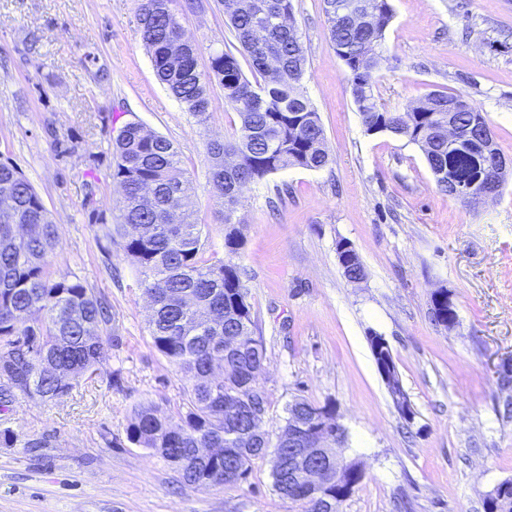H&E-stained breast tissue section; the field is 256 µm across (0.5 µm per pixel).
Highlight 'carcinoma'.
Here are the masks:
<instances>
[{"label": "carcinoma", "mask_w": 512, "mask_h": 512, "mask_svg": "<svg viewBox=\"0 0 512 512\" xmlns=\"http://www.w3.org/2000/svg\"><path fill=\"white\" fill-rule=\"evenodd\" d=\"M241 0H224L225 24L240 46L251 82L238 56L218 49L207 69L198 65L195 44L182 32L181 0H137L139 35L151 55L154 73L187 110L204 123L209 116V85L224 88V102L237 113L232 139L208 145L209 180L219 192L220 223L227 226V259L203 258L202 225L183 210L192 180L180 167L179 153L166 137L148 132L137 121L127 123L113 149L118 158L112 182L123 199V223L106 229L105 238L121 239L125 256L140 274L142 294L154 304L149 328L155 348L178 366L190 381L188 410L179 422L155 405L133 409L127 427L130 443L152 450L177 468L187 485L224 483L233 469L246 479L253 459L264 448H247L236 436L235 420L264 423L268 398L258 387L243 384L259 375L263 345L254 338L249 289L234 262L243 236L234 213L239 197L251 184L290 168L318 170L328 165L330 152L318 112L302 90L306 54L292 25L269 23L255 35L256 19ZM345 0H322L329 38L345 65L361 123L368 134L387 132L412 143L425 139L431 172L444 170L467 185L481 187L501 177L489 159L473 145L448 144L442 127L448 104L458 94L432 93L430 107L390 110L374 95L377 73L386 61L382 40L394 14L390 0H364L377 16L370 27L351 23L340 11ZM465 127L488 125L476 105L456 113ZM83 207L91 221L107 223L94 192ZM0 400L16 394L46 402L67 395L79 378L95 372L106 357L101 327L111 321L110 308L82 281L56 280L49 274V257L57 240V225L49 217L32 184L11 163L0 162ZM242 337V347L224 356V337ZM226 357L224 375L210 378L211 362ZM335 408L296 401L298 419L315 410ZM285 498L300 502L304 512L320 505L295 494L288 480L273 478Z\"/></svg>", "instance_id": "carcinoma-1"}]
</instances>
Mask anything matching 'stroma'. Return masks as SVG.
Masks as SVG:
<instances>
[{
    "label": "stroma",
    "instance_id": "obj_1",
    "mask_svg": "<svg viewBox=\"0 0 512 512\" xmlns=\"http://www.w3.org/2000/svg\"><path fill=\"white\" fill-rule=\"evenodd\" d=\"M387 62L374 93L404 110L435 91L485 112L512 159V0H391ZM306 51L303 88L323 125L329 164L291 168L245 190L236 212L255 336L264 430L277 439L297 399L335 407L363 479L342 512H485L512 479V178L502 195L467 207L441 192L420 146L367 134L347 71L331 46L321 0H293ZM198 47L236 49L221 0L180 16ZM38 36L35 50L25 48ZM198 123L154 76L138 33L137 0H0V161L16 165L58 227L53 278H79L107 302V357L71 392L21 395L0 410V512H302L273 486L272 459L236 484L187 485L170 462L128 442L132 409L185 410L189 383L154 347L136 267L83 208L94 190L108 223L122 213L112 139L130 121L168 138L193 181L187 207L204 256L224 258L225 227L208 179L207 143L238 117L212 84ZM73 145L62 155L54 140ZM107 223V224H108ZM348 240L368 270L350 284L336 256ZM453 292L459 323L431 321L435 289ZM383 336L415 416L405 421L379 376L368 338Z\"/></svg>",
    "mask_w": 512,
    "mask_h": 512
}]
</instances>
